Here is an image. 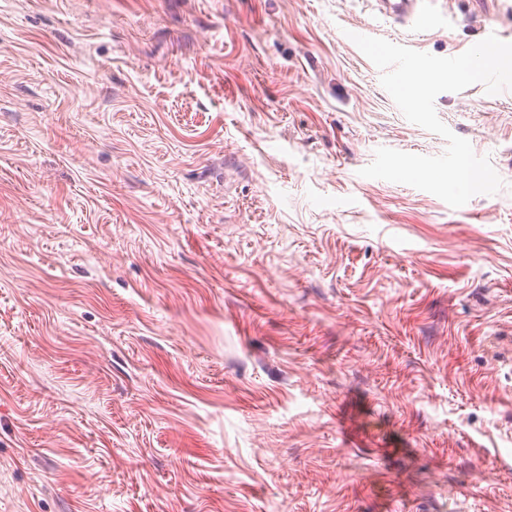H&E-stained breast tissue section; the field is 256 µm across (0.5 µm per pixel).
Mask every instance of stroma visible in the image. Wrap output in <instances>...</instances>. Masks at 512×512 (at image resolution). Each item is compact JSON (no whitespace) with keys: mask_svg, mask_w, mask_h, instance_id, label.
I'll list each match as a JSON object with an SVG mask.
<instances>
[{"mask_svg":"<svg viewBox=\"0 0 512 512\" xmlns=\"http://www.w3.org/2000/svg\"><path fill=\"white\" fill-rule=\"evenodd\" d=\"M0 0V512H512V90L442 154L352 34L439 57L512 0ZM379 14L386 18L400 19L411 16L418 8L419 0H374Z\"/></svg>","mask_w":512,"mask_h":512,"instance_id":"1","label":"stroma"}]
</instances>
